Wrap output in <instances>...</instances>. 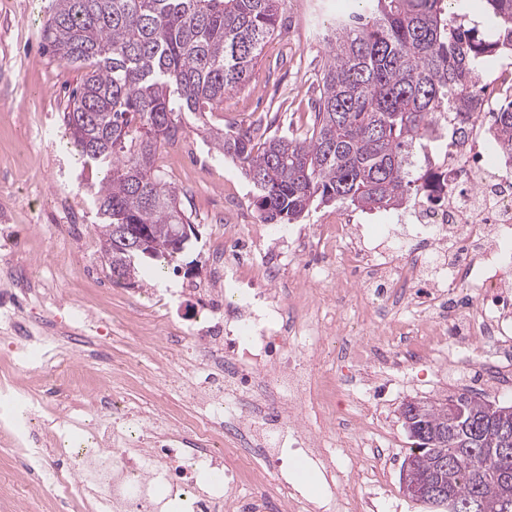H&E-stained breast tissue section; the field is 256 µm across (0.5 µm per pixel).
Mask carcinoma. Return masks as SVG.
<instances>
[{
	"label": "carcinoma",
	"mask_w": 512,
	"mask_h": 512,
	"mask_svg": "<svg viewBox=\"0 0 512 512\" xmlns=\"http://www.w3.org/2000/svg\"><path fill=\"white\" fill-rule=\"evenodd\" d=\"M455 2L352 0L323 37L310 121L288 136L268 135L260 123H208L227 94L250 84L263 47L285 27L288 0H51L47 47L85 69L62 122L81 162L106 167L90 189L112 279L133 285L143 259L168 266L183 251L171 238L190 217L155 163L186 113L213 149L240 164L267 224L298 222L315 203L387 210L416 201L427 175L413 176L411 151L434 149L444 136L450 145L464 139L480 105L479 69L512 54V0H480L496 20L491 39L469 13L451 11ZM492 117L491 146L512 164V103ZM450 402L486 424L483 447L455 455L443 478L458 497L478 492L486 512H502L501 485L478 488L471 477L483 450L501 444L473 394L438 399L415 423L410 454L421 463L409 479L426 483L449 453L437 437Z\"/></svg>",
	"instance_id": "1"
}]
</instances>
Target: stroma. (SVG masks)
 <instances>
[{"instance_id":"obj_1","label":"stroma","mask_w":512,"mask_h":512,"mask_svg":"<svg viewBox=\"0 0 512 512\" xmlns=\"http://www.w3.org/2000/svg\"><path fill=\"white\" fill-rule=\"evenodd\" d=\"M335 3L290 0L288 21L299 29H317L335 18ZM48 7V0H0V225H11L26 241L24 248L16 249L0 239V293L24 291L34 310H45L55 318L62 336L77 331L62 301L82 300L87 311L105 319L102 339L86 348L89 377L118 406L164 410L178 425L192 427L196 412L189 400L191 381L164 350L178 344L180 330L189 329L193 317L204 315L207 299L186 293L161 305L151 294L157 288L185 287L209 277L212 256L224 250L225 226L237 225L244 236L252 231L228 209V202L238 199L254 209V190L239 165L214 152L197 131L195 120L184 117L175 142L159 150L157 166L177 188L199 238L179 256L178 273L160 279L147 275L133 286L113 282L101 253L96 210L86 192L97 173L83 167L68 149L61 120L83 72L60 62L47 49L42 28ZM280 41L276 35L267 42L250 85L226 98L223 110L209 115L211 124L248 127L276 100L282 107L273 133L295 134L303 129L326 50L322 40L309 38L295 53H282L277 49ZM294 247L287 225L272 224L267 236L257 241L253 255L271 252L293 267L335 262L316 249L294 256ZM335 288L332 282L319 288L312 319L336 308L355 340L385 332V325L366 320L358 301L334 306ZM317 341L314 395L301 411V422L334 451L342 471L351 467L350 431L324 420L323 393L338 394L353 414L377 422L382 437L376 446L361 451L380 472L375 512H426L400 491L402 464L412 446L400 416L406 401L472 391L485 400L512 405V386L496 389L480 384L476 374L460 376L437 365L403 371L380 367L370 381L358 379L340 391L336 372L348 361L337 354L332 336L323 334Z\"/></svg>"}]
</instances>
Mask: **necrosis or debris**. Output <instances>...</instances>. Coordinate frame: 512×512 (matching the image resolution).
<instances>
[{
    "label": "necrosis or debris",
    "instance_id": "4bbe7bcc",
    "mask_svg": "<svg viewBox=\"0 0 512 512\" xmlns=\"http://www.w3.org/2000/svg\"><path fill=\"white\" fill-rule=\"evenodd\" d=\"M471 130L444 152L436 170L443 189L416 205L399 265L383 267L340 214L299 233L296 253L314 247L336 256L335 266L304 269L303 286L336 281L337 298L355 293L367 313L397 298L439 310L432 319L399 325V334L410 338L407 352L392 350L383 336L351 347L353 364L380 360L401 370L441 364L460 375L479 365L488 385L512 384V367L498 362L499 348L512 343V314L495 302L512 286L506 262L512 252V171L492 154L484 121L474 119ZM283 276L274 261H225L199 330L210 358L222 366L221 373L196 383L195 403L206 416L194 438L181 429H153L145 448L129 447L128 429L113 422L121 408H102L95 388H88L86 403L76 411L61 409L70 363L54 365L47 338L23 327L20 298L0 295V326L15 340L14 375L0 381V400L11 402L15 378L36 380L40 394L14 404L15 438L26 442L44 406L53 409L46 424L56 438L51 460L28 445L19 483L40 487L51 512H70L74 491L89 489L94 512H298L300 503L285 479L266 467L292 452L323 474L330 512H365V499L337 488L336 470L321 444L296 416L282 412L311 387L304 357L313 333L304 314L287 315L276 295ZM453 338L481 349V363L449 353ZM85 416L95 423L92 444L72 447V429Z\"/></svg>",
    "mask_w": 512,
    "mask_h": 512
}]
</instances>
